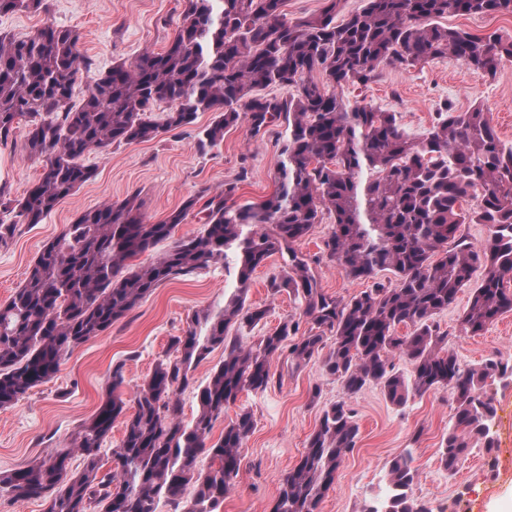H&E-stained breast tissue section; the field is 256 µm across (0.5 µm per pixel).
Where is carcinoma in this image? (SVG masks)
I'll return each mask as SVG.
<instances>
[{
	"label": "carcinoma",
	"instance_id": "carcinoma-1",
	"mask_svg": "<svg viewBox=\"0 0 512 512\" xmlns=\"http://www.w3.org/2000/svg\"><path fill=\"white\" fill-rule=\"evenodd\" d=\"M287 0H185L176 35L160 52L117 61L91 75L93 63L73 29L46 22L32 35H0V145L26 124L25 151L42 161L38 180L21 197L0 186V245L22 224H40L55 206L92 180L85 158L112 144L149 141L195 123L213 121L195 135L198 150L221 146L242 122L252 131L285 125L277 189L260 203L233 202L237 185L202 188L163 221L153 223L137 196L83 211L49 241L9 300L0 303V408L52 380L68 353L123 319L162 284L187 280L211 263L236 272L237 288L215 315L195 313L183 336L170 339L150 375L123 398L124 364L112 367L105 399L71 441L28 465L0 473V496L16 503L44 500L46 512H218L233 487L241 450L252 433L248 411L212 439L215 422L244 391L265 390L281 358L299 368L332 343L325 375L341 382L346 398L324 406L307 450L283 478L270 512H320L337 471L356 447L359 426L347 399L378 386L397 407L447 388L455 425L438 449L453 473L471 439L494 447L487 422L495 414L488 381L512 382V362L488 358L464 369L436 317L471 289L459 328L478 335L512 312V144L501 141L487 111L440 112L422 138L407 135L396 114L350 105L336 93L367 87L389 66L415 67L453 57L474 71L496 72L512 61V37L480 36L449 28V15L512 14V0H363L341 22L342 0H324L320 12L290 21ZM49 13L48 0H0V14ZM318 71L322 83L311 80ZM86 94L75 101L83 76ZM291 87L286 97L261 95ZM162 111L161 121L152 115ZM475 207L465 211L461 200ZM202 204L200 231L173 239L176 227ZM333 217L323 254L372 287L347 300L323 291L311 256L299 243L323 213ZM463 224H485L480 249L459 234ZM172 244L153 261L132 260ZM283 260L269 283L274 294L298 299L300 321L287 319L250 345L228 335L233 324L254 327L269 313L246 305L253 272L273 255ZM389 271L395 282L379 274ZM410 328L405 335L397 329ZM224 360L204 381L194 372L218 347ZM405 358L411 370H399ZM196 391L199 409L180 419V395ZM125 418L112 452V469L99 475L103 443ZM207 464L199 465L200 457ZM80 458L82 468L71 469ZM406 450L386 466L385 495L361 512H433L412 497L418 477ZM190 496H185L187 489Z\"/></svg>",
	"mask_w": 512,
	"mask_h": 512
}]
</instances>
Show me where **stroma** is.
<instances>
[{
    "label": "stroma",
    "instance_id": "1",
    "mask_svg": "<svg viewBox=\"0 0 512 512\" xmlns=\"http://www.w3.org/2000/svg\"><path fill=\"white\" fill-rule=\"evenodd\" d=\"M49 13L18 12L0 16V33L25 37L52 22L81 36L80 49L96 70L113 62H133L147 49L163 50L172 41L184 0H49ZM341 95L349 103H369L396 113L402 130L412 137L430 129L442 107L464 112L487 108L498 136L512 143V61L488 75L470 70L447 57L425 67H389L369 87L347 86ZM211 113H200L186 131L159 134L132 145H112L87 156L95 177L62 200L42 223L21 225L15 237L0 246V303L19 288L43 245L56 237L80 212L105 202L137 196L152 221L164 219L201 188L223 191L237 184L235 201L257 203L271 196L282 160L284 128L272 125L252 133L247 124L228 130L219 149L204 154L194 146L197 128L208 125ZM25 131L0 146V185L12 196L23 195L37 180L39 161L28 157ZM274 256L253 274L247 301L267 307V318L243 329L245 342L267 335L302 307L288 294L272 295L270 279L281 270ZM237 286L223 263H213L187 281L161 285L129 315L66 357L50 382L37 386L15 405L0 409V472L25 466L50 449L68 443L77 427L98 409L110 381L112 367L124 362L129 386L149 375L171 337L185 335L188 317L202 310L217 311ZM461 292L455 305L437 318L450 336L449 346L462 367L497 356L512 359V312L499 317L478 335L460 332L458 317L468 302ZM321 356L300 368L276 361L277 382L266 390L241 393L215 423L214 434L244 410L255 421L242 450L239 474L225 497L221 512H270L284 476L302 458L323 405L342 399L336 379L324 376ZM319 404H311L313 389ZM496 415L490 424L495 446L471 448L455 473L438 461V448L454 422L455 404L448 390L439 389L412 399L406 406L391 405L379 387L366 388L350 401L359 424V440L346 454L335 485L326 493L321 512H360L372 495L385 487V466L404 449H411L418 478L415 498L429 502L433 512H448L461 501L464 512H506L512 505V385H489Z\"/></svg>",
    "mask_w": 512,
    "mask_h": 512
}]
</instances>
